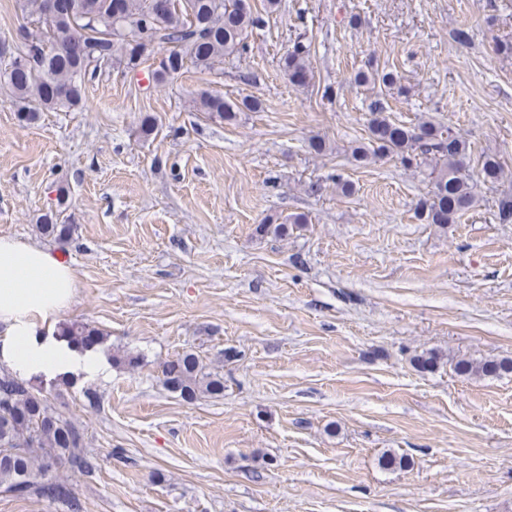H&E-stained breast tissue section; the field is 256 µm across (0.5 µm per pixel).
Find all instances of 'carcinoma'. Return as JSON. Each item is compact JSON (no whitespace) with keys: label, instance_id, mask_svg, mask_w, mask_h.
Here are the masks:
<instances>
[{"label":"carcinoma","instance_id":"1","mask_svg":"<svg viewBox=\"0 0 512 512\" xmlns=\"http://www.w3.org/2000/svg\"><path fill=\"white\" fill-rule=\"evenodd\" d=\"M21 23L11 39L0 43L15 48L16 55L30 57V66L7 70L0 64V92L16 106L20 122L30 124L42 112L75 109L84 99L88 74L106 70H137L169 43L164 61L152 71L164 85L193 67L199 71L221 69L224 57L247 53L248 30L259 24L249 0H170L164 13L156 12L153 0H70L72 8L52 23L42 21L43 0H17ZM37 29H31V26ZM311 44L298 37L279 61L289 81L297 87L311 83ZM359 86L397 89L404 95L398 75L391 69L360 70ZM198 112L228 123L240 112H259L263 102L244 96L228 102L219 94L202 91L195 98ZM368 143L352 149L359 166H368L380 155H392L406 167L428 171V198L418 209L429 224L448 225L477 203L474 176L495 182L502 163L491 155L480 157L477 170H467L471 146L460 134H451L430 120L407 126L392 121L383 107L371 109ZM496 219L512 224V195L497 201ZM304 216L288 217L275 224L267 219L258 225L264 233L283 234L288 225L301 224ZM44 232L61 243L72 235V226L44 215ZM56 333L82 349L94 347L104 333L87 322H63ZM455 369L466 375L494 377L512 372V359L459 360ZM164 384L183 398L197 393H224V378L206 373L199 359L184 352L163 366ZM66 467L90 475L98 459L86 451L84 431L49 401L42 390L9 371L0 373V492L17 497L37 496L60 503L66 512H82L83 506L67 481L56 474Z\"/></svg>","mask_w":512,"mask_h":512}]
</instances>
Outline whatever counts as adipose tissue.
Listing matches in <instances>:
<instances>
[{"label": "adipose tissue", "instance_id": "1", "mask_svg": "<svg viewBox=\"0 0 512 512\" xmlns=\"http://www.w3.org/2000/svg\"><path fill=\"white\" fill-rule=\"evenodd\" d=\"M73 268L49 251L0 237V364L19 378L108 379L100 349L71 348L54 334L76 292Z\"/></svg>", "mask_w": 512, "mask_h": 512}]
</instances>
